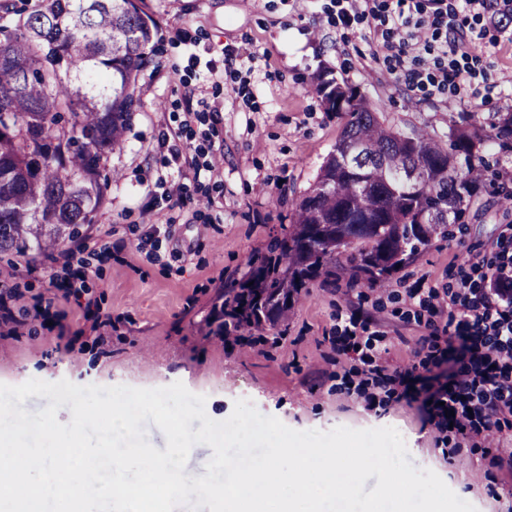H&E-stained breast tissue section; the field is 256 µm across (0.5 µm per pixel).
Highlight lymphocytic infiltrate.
Segmentation results:
<instances>
[{
  "instance_id": "obj_1",
  "label": "lymphocytic infiltrate",
  "mask_w": 512,
  "mask_h": 512,
  "mask_svg": "<svg viewBox=\"0 0 512 512\" xmlns=\"http://www.w3.org/2000/svg\"><path fill=\"white\" fill-rule=\"evenodd\" d=\"M374 9L392 20L381 33V47L390 52L409 89L431 86L444 92L469 79V72L452 58L463 46V29L448 0H379ZM430 53L435 56L431 63L425 60ZM483 268L477 279L459 271L455 290L445 294L431 289L410 292V301L435 317L431 333L420 340L425 353L421 365L392 367L372 356L373 336L364 323L350 319L336 339L337 353L353 362L340 386L356 389L369 402L380 392L420 402L429 424L466 447L483 449L503 479L511 481L512 233L501 236L494 257ZM84 279V271H71L60 292L36 298L23 319L14 312L19 290L0 287V337L23 335L33 321L61 328V297L81 300L90 332L106 331L112 317L85 296ZM455 338L461 348L448 374L443 366L447 346Z\"/></svg>"
}]
</instances>
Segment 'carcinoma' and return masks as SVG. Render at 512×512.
<instances>
[{
  "label": "carcinoma",
  "instance_id": "cac0c4a2",
  "mask_svg": "<svg viewBox=\"0 0 512 512\" xmlns=\"http://www.w3.org/2000/svg\"><path fill=\"white\" fill-rule=\"evenodd\" d=\"M143 0H41L0 27V253L49 257L81 235L105 203L104 162L123 147L139 108L140 73L159 40ZM341 138L295 202L288 230L251 254L219 294L214 331L277 326L318 279L382 284L466 222L496 180L488 140H512V113L492 131L456 125L448 141L384 125L358 90L317 85ZM242 312H237V309Z\"/></svg>",
  "mask_w": 512,
  "mask_h": 512
}]
</instances>
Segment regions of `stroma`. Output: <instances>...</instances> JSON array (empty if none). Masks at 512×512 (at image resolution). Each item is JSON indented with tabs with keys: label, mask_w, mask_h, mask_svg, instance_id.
Masks as SVG:
<instances>
[{
	"label": "stroma",
	"mask_w": 512,
	"mask_h": 512,
	"mask_svg": "<svg viewBox=\"0 0 512 512\" xmlns=\"http://www.w3.org/2000/svg\"><path fill=\"white\" fill-rule=\"evenodd\" d=\"M499 9L471 56H458L472 78L457 91H407L380 49V19L340 17L336 0H143L161 28L156 58L140 74V108L122 151L106 162V201L92 225L124 241L111 259L76 255L86 286L111 313L104 342L80 335L83 312L61 302L63 332L30 324L24 335L0 338V384L35 378L79 386L161 388L182 382L205 396V411L226 420L236 400L295 430L338 426H391L411 443L414 467L437 473L476 512H501L489 498L487 465L462 449L446 461L435 446L418 403L390 400L366 409L363 399L337 392L330 337L352 314L386 334L388 360L408 364L430 313L408 304L410 291L453 288L459 265L471 254H490L512 202L487 187L472 201L470 218L449 225L448 240L414 256L388 281L373 287L347 278L314 283L288 311L282 329L249 333L234 348L213 335L219 290L242 277L246 260L282 237L294 200L314 183L342 132L326 111L315 76L357 86L381 122L403 133L448 137L452 121L489 126L512 112V0ZM222 112L220 125L212 112ZM168 137L182 153L174 160L159 145ZM224 155V174L194 179L187 159ZM184 188V204L160 214L145 212L147 191ZM173 221L171 234H150Z\"/></svg>",
	"instance_id": "1"
}]
</instances>
